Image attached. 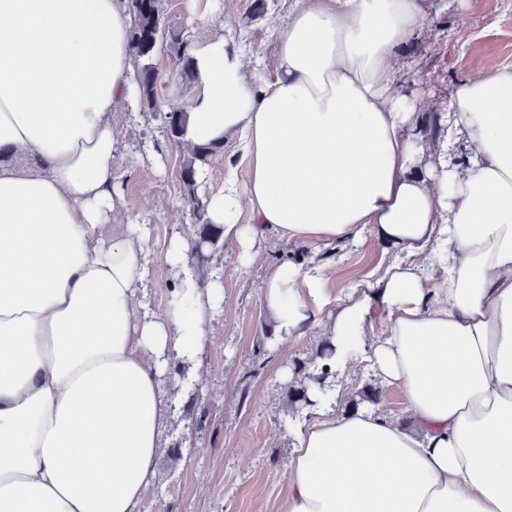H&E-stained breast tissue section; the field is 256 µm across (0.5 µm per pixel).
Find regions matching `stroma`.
Listing matches in <instances>:
<instances>
[{
    "label": "stroma",
    "instance_id": "obj_1",
    "mask_svg": "<svg viewBox=\"0 0 512 512\" xmlns=\"http://www.w3.org/2000/svg\"><path fill=\"white\" fill-rule=\"evenodd\" d=\"M164 7L182 34L223 29L265 72H273L270 26L283 13L284 0H265L260 14L256 0H165ZM403 55V88L428 102L447 100L459 79L492 64L512 66V0H439ZM114 133L124 145L114 162L129 216L146 225L153 253L161 254L172 237L194 229L191 211L180 200L182 152L168 143L160 120L140 111L123 114ZM261 251V259L246 264L231 244L220 243L210 264L222 271L224 305L201 355L198 388L186 402L174 375L162 380L167 426L156 477L146 491L156 512H279L287 495L285 466L295 446L287 375L294 361L315 358L323 338L312 326L304 335L279 339L261 297L269 269L304 261L311 247L280 242L270 232ZM396 255L375 242L328 250L325 296L347 297ZM342 387L337 410L375 388V411H404L401 392L383 385L368 364Z\"/></svg>",
    "mask_w": 512,
    "mask_h": 512
}]
</instances>
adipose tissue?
<instances>
[{
	"label": "adipose tissue",
	"mask_w": 512,
	"mask_h": 512,
	"mask_svg": "<svg viewBox=\"0 0 512 512\" xmlns=\"http://www.w3.org/2000/svg\"><path fill=\"white\" fill-rule=\"evenodd\" d=\"M285 2L273 77L221 31L191 41L187 142L241 154L208 217L245 260L269 229L318 251L367 229L410 260L333 307L322 265L268 272L278 336L319 321L337 377L363 360L406 400L336 411L308 383L282 512H512V67L460 80L435 136L398 79L435 0ZM132 24L128 0H0V512H146L161 378L197 366L224 300L190 239L154 259L117 188ZM159 263L172 303L149 313Z\"/></svg>",
	"instance_id": "ef3b65f1"
}]
</instances>
